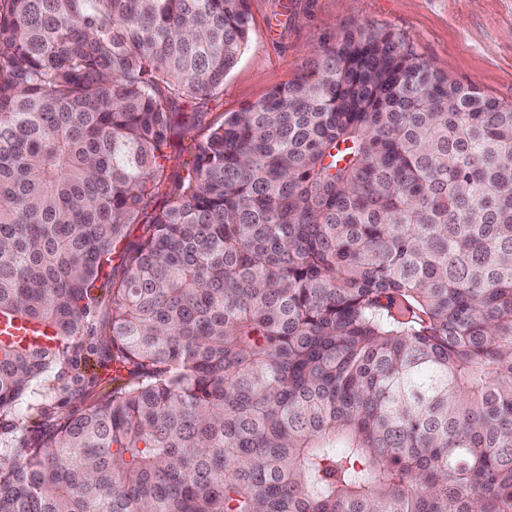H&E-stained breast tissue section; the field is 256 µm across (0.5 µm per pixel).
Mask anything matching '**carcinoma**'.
I'll return each mask as SVG.
<instances>
[{
	"label": "carcinoma",
	"mask_w": 512,
	"mask_h": 512,
	"mask_svg": "<svg viewBox=\"0 0 512 512\" xmlns=\"http://www.w3.org/2000/svg\"><path fill=\"white\" fill-rule=\"evenodd\" d=\"M249 22L0 0V318L60 338L0 340V416L46 395L102 280L133 375L0 449V512H512V104L361 29L179 126ZM167 151L171 152V161L167 173L172 176L178 173L183 174L184 168L182 164L186 161L190 163L193 158L194 145L192 141L185 137L181 142L175 141Z\"/></svg>",
	"instance_id": "cac0c4a2"
}]
</instances>
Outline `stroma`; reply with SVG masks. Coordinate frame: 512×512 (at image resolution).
I'll return each mask as SVG.
<instances>
[{
	"instance_id": "stroma-1",
	"label": "stroma",
	"mask_w": 512,
	"mask_h": 512,
	"mask_svg": "<svg viewBox=\"0 0 512 512\" xmlns=\"http://www.w3.org/2000/svg\"><path fill=\"white\" fill-rule=\"evenodd\" d=\"M249 12L250 43L223 93L179 106L201 123L222 121L308 72L315 49L358 27L404 39L449 81L512 104V0H249ZM76 342L51 375L41 409L1 419L0 440L36 443L45 428L129 380L106 358L99 333L83 331Z\"/></svg>"
}]
</instances>
